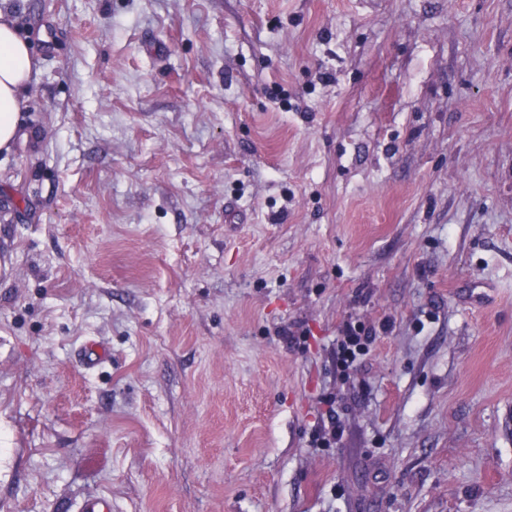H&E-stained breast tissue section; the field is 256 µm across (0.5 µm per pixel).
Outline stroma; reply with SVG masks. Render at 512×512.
I'll return each mask as SVG.
<instances>
[{
    "label": "stroma",
    "instance_id": "stroma-1",
    "mask_svg": "<svg viewBox=\"0 0 512 512\" xmlns=\"http://www.w3.org/2000/svg\"><path fill=\"white\" fill-rule=\"evenodd\" d=\"M0 12V512H512V0ZM33 55L15 21L0 12V153L10 152L20 126V104L33 76ZM372 341L373 336L365 335L362 329L351 324L346 325L340 345L342 366L351 368L360 356L368 352ZM342 432V422L336 410H332L328 417V424L324 425L323 429L317 432L313 437V443L316 447L328 446L331 443H336Z\"/></svg>",
    "mask_w": 512,
    "mask_h": 512
}]
</instances>
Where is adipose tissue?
I'll use <instances>...</instances> for the list:
<instances>
[{"mask_svg": "<svg viewBox=\"0 0 512 512\" xmlns=\"http://www.w3.org/2000/svg\"><path fill=\"white\" fill-rule=\"evenodd\" d=\"M28 40L0 16V153L10 151L20 126V104L33 76Z\"/></svg>", "mask_w": 512, "mask_h": 512, "instance_id": "1", "label": "adipose tissue"}]
</instances>
